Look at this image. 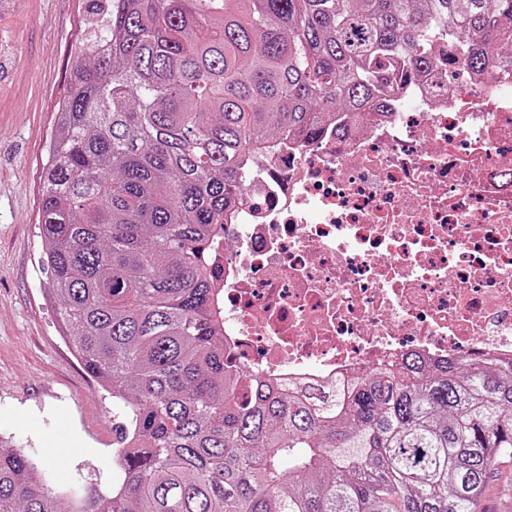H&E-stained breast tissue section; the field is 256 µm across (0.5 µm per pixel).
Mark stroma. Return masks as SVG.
Listing matches in <instances>:
<instances>
[{"instance_id": "stroma-1", "label": "stroma", "mask_w": 512, "mask_h": 512, "mask_svg": "<svg viewBox=\"0 0 512 512\" xmlns=\"http://www.w3.org/2000/svg\"><path fill=\"white\" fill-rule=\"evenodd\" d=\"M104 9L103 0H0V436L75 497L116 478L112 427L124 405L60 335L38 208L70 49L82 20ZM477 512H512V458L497 464Z\"/></svg>"}]
</instances>
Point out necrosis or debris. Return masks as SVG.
I'll use <instances>...</instances> for the list:
<instances>
[{
	"instance_id": "necrosis-or-debris-1",
	"label": "necrosis or debris",
	"mask_w": 512,
	"mask_h": 512,
	"mask_svg": "<svg viewBox=\"0 0 512 512\" xmlns=\"http://www.w3.org/2000/svg\"><path fill=\"white\" fill-rule=\"evenodd\" d=\"M387 99L270 143L209 242L213 316L249 377L512 357V67L442 63Z\"/></svg>"
}]
</instances>
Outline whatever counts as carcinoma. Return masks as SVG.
Wrapping results in <instances>:
<instances>
[{"label": "carcinoma", "mask_w": 512, "mask_h": 512, "mask_svg": "<svg viewBox=\"0 0 512 512\" xmlns=\"http://www.w3.org/2000/svg\"><path fill=\"white\" fill-rule=\"evenodd\" d=\"M512 0H107L46 147L48 291L124 403L112 490L0 439V512H476L512 456V361L409 355L285 388L224 356L205 253L273 137L313 138L448 57L512 61Z\"/></svg>", "instance_id": "1"}]
</instances>
